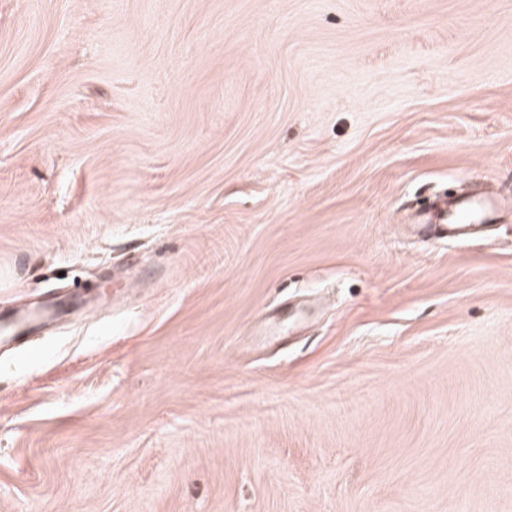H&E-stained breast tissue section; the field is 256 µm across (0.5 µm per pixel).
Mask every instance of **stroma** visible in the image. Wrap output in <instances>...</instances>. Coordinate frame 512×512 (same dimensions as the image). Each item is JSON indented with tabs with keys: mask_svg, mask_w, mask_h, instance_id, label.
I'll use <instances>...</instances> for the list:
<instances>
[{
	"mask_svg": "<svg viewBox=\"0 0 512 512\" xmlns=\"http://www.w3.org/2000/svg\"><path fill=\"white\" fill-rule=\"evenodd\" d=\"M512 0H0V512H512ZM505 198L497 194L459 196L444 200L436 208L435 219L425 213L418 215L414 227L431 230L433 237L452 240L475 233L481 224L496 223Z\"/></svg>",
	"mask_w": 512,
	"mask_h": 512,
	"instance_id": "35a3bbf8",
	"label": "stroma"
}]
</instances>
